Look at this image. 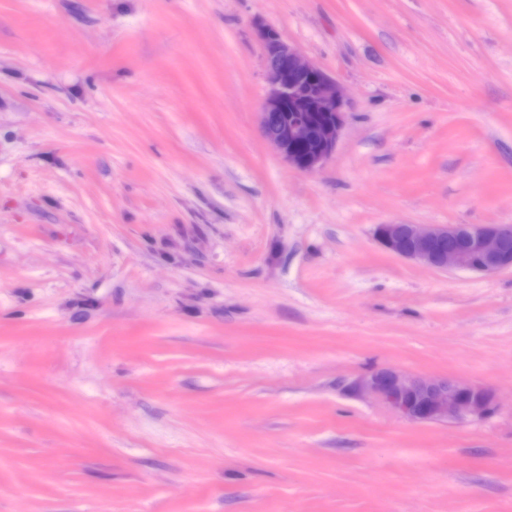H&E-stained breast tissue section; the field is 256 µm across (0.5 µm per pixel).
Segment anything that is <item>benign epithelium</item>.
Wrapping results in <instances>:
<instances>
[{"label": "benign epithelium", "mask_w": 512, "mask_h": 512, "mask_svg": "<svg viewBox=\"0 0 512 512\" xmlns=\"http://www.w3.org/2000/svg\"><path fill=\"white\" fill-rule=\"evenodd\" d=\"M264 46L266 97L261 109L264 138L303 172L318 169L336 150L345 115V96L335 79L259 23ZM376 238L393 254L436 269L494 274L512 268L511 224H380ZM359 389L413 423L466 422L495 412L493 394L448 377L413 376L386 368L359 383Z\"/></svg>", "instance_id": "7a95c632"}]
</instances>
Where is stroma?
Listing matches in <instances>:
<instances>
[{
  "label": "stroma",
  "instance_id": "35a3bbf8",
  "mask_svg": "<svg viewBox=\"0 0 512 512\" xmlns=\"http://www.w3.org/2000/svg\"><path fill=\"white\" fill-rule=\"evenodd\" d=\"M258 20L347 92L315 172ZM390 222L512 224V0H0V512H512V270ZM376 238L393 254L436 269L494 274L512 268L511 224H380ZM359 389L413 423L466 422L495 412L493 394L448 377L413 376L386 368L359 383Z\"/></svg>",
  "mask_w": 512,
  "mask_h": 512
}]
</instances>
